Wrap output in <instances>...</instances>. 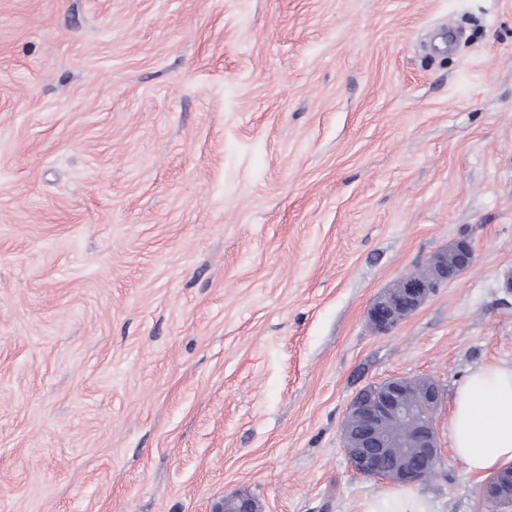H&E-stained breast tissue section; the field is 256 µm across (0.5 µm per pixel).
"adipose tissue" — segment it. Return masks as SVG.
<instances>
[{
    "label": "adipose tissue",
    "mask_w": 512,
    "mask_h": 512,
    "mask_svg": "<svg viewBox=\"0 0 512 512\" xmlns=\"http://www.w3.org/2000/svg\"><path fill=\"white\" fill-rule=\"evenodd\" d=\"M451 448L482 476L512 466V365L485 363L456 386L448 420ZM358 512H433L425 494L391 489L365 496Z\"/></svg>",
    "instance_id": "obj_1"
}]
</instances>
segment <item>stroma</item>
<instances>
[{
    "label": "stroma",
    "instance_id": "obj_1",
    "mask_svg": "<svg viewBox=\"0 0 512 512\" xmlns=\"http://www.w3.org/2000/svg\"><path fill=\"white\" fill-rule=\"evenodd\" d=\"M468 235L390 333L372 302ZM512 364V0H0V512H357L351 399Z\"/></svg>",
    "mask_w": 512,
    "mask_h": 512
}]
</instances>
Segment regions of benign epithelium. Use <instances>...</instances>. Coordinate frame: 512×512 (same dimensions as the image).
<instances>
[{"mask_svg":"<svg viewBox=\"0 0 512 512\" xmlns=\"http://www.w3.org/2000/svg\"><path fill=\"white\" fill-rule=\"evenodd\" d=\"M475 253L463 237L436 252L424 273L404 275L378 297L367 312L372 329L385 334L421 307L442 285L470 267ZM442 401L440 384L429 377L392 376L361 388L353 397L343 426L342 443L353 471L368 478L413 486L442 460L435 414ZM485 500L512 507V468L489 478ZM224 512H258L255 500H224Z\"/></svg>","mask_w":512,"mask_h":512,"instance_id":"obj_1","label":"benign epithelium"}]
</instances>
